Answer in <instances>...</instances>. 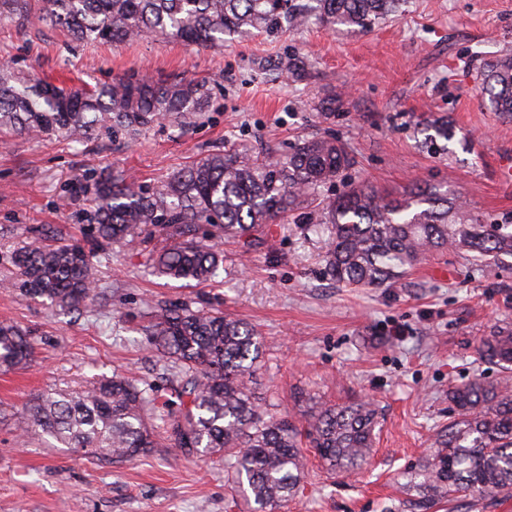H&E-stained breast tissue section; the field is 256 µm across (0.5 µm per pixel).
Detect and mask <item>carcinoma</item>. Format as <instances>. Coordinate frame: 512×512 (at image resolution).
<instances>
[{
  "mask_svg": "<svg viewBox=\"0 0 512 512\" xmlns=\"http://www.w3.org/2000/svg\"><path fill=\"white\" fill-rule=\"evenodd\" d=\"M401 0H0V22H51L75 40L114 45L153 36L218 48L254 33L274 35L317 24L351 32L371 29ZM480 93L496 112L512 115V58L485 64ZM211 88L196 78L154 81L130 75L91 88H65L0 68V136L62 134L84 144L104 133L137 135L164 122L186 125L201 115ZM432 143L448 140V121L428 125ZM354 159L345 144L300 140L284 159L260 160L249 149L216 150L146 192L120 175L91 169L77 191L94 201L91 241L126 245L137 235L163 243L158 274L206 283L223 256L215 238L246 250L263 244L265 227L301 209ZM325 272L350 288L393 287L436 251L474 260L512 257V224H486L448 191L414 184L396 196L351 186L324 202ZM16 250L13 286L33 299L82 313L98 305L96 265L83 246L57 239ZM147 342L176 369L165 396L151 384L114 375L90 388L37 396L21 429L87 457L114 463L161 447L224 461L250 512H276L297 493L313 450L328 472L351 474L369 458L378 424L368 400L324 405L290 420L265 408L246 378L260 364L264 342L253 327L221 312L161 305ZM478 358L498 366L496 382L474 378L448 389L453 416L432 436L433 451L402 474L415 498L411 512H432L462 494L512 498V327L480 338ZM30 332L0 322V372L32 361Z\"/></svg>",
  "mask_w": 512,
  "mask_h": 512,
  "instance_id": "cac0c4a2",
  "label": "carcinoma"
}]
</instances>
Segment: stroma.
<instances>
[{"label":"stroma","mask_w":512,"mask_h":512,"mask_svg":"<svg viewBox=\"0 0 512 512\" xmlns=\"http://www.w3.org/2000/svg\"><path fill=\"white\" fill-rule=\"evenodd\" d=\"M507 53L512 0H406L364 33L312 25L220 49L151 38L83 46L48 24H0V59L27 75L79 86L136 70L205 78L213 88L208 111L186 128L96 136L81 151L56 136L0 143V321L28 328L36 344L28 366L0 372V512H245L217 460L155 448L115 464L44 447L37 437L17 442L26 405L44 392L115 373L169 388L172 370L147 343L152 307L161 303L218 308L256 326L266 348L250 385L281 412L376 403L375 445L362 469L330 475L310 460L280 512H410L401 474L447 424L449 387L498 375L477 363L475 347L493 327L512 325V265L445 252L399 286L345 288L324 272L313 204L267 225L256 250L223 243L224 264L205 284L155 273L150 243L97 251L110 299L91 313L56 310L4 282L12 251L40 240L42 228L91 247L94 204L74 193L86 170L108 168L157 189L213 149L246 146L281 158L306 137L340 140L354 155L332 192L352 183L389 192L440 184L485 220L512 224V182L498 176L499 159L512 156V116L490 110L478 76L484 62ZM442 118L453 136L435 153L424 127Z\"/></svg>","instance_id":"obj_1"}]
</instances>
